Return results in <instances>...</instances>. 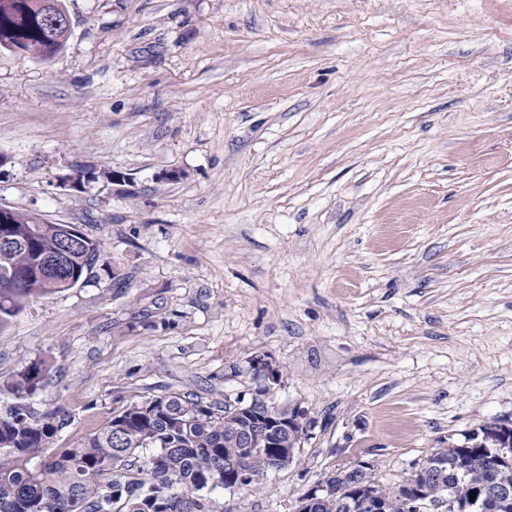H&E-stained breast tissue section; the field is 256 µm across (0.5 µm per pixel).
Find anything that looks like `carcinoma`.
<instances>
[{"label":"carcinoma","mask_w":512,"mask_h":512,"mask_svg":"<svg viewBox=\"0 0 512 512\" xmlns=\"http://www.w3.org/2000/svg\"><path fill=\"white\" fill-rule=\"evenodd\" d=\"M70 34L62 25L50 28L49 16L32 0H0V50L48 61ZM91 243L89 252L67 260V276L79 281L98 266L112 277L100 243ZM57 252V237L50 234L11 256L27 279L7 288L0 275V329L28 303L58 292L36 274L40 262ZM46 381L47 370L34 362L4 385L13 402L0 408V512H140V503L149 500L160 512H215L210 494L224 488V461L239 465L247 491L260 489L273 469L272 452L263 444L247 452L236 447V426L224 419L229 404L176 392L131 401L77 446L55 450L52 439L71 419L61 408L31 406ZM501 443L498 424H483L465 435V444L434 453L391 487L376 484L365 470L356 481L350 470H340L324 481L328 491L311 512H366L362 501L406 512L414 481L429 495L447 498L445 512H512V497H483L491 482L512 487V449Z\"/></svg>","instance_id":"cac0c4a2"}]
</instances>
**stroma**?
<instances>
[{"label": "stroma", "mask_w": 512, "mask_h": 512, "mask_svg": "<svg viewBox=\"0 0 512 512\" xmlns=\"http://www.w3.org/2000/svg\"><path fill=\"white\" fill-rule=\"evenodd\" d=\"M65 4L52 59L0 50V205L121 275L0 330V384L49 370L54 447L132 400L249 399L261 353L313 426L219 512L360 464L388 486L512 421V0ZM86 168L125 180L61 187Z\"/></svg>", "instance_id": "obj_1"}]
</instances>
